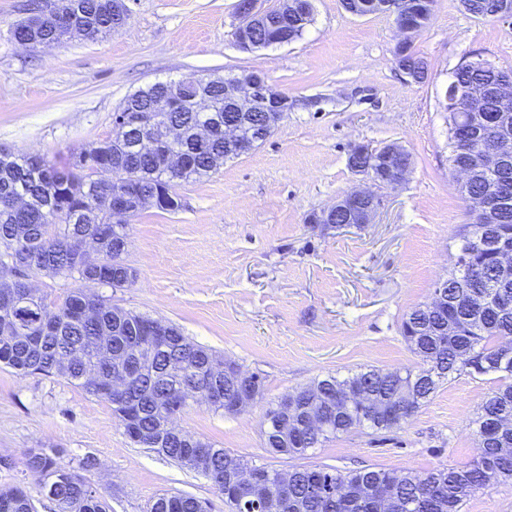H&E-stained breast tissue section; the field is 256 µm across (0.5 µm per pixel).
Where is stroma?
<instances>
[{
    "label": "stroma",
    "mask_w": 512,
    "mask_h": 512,
    "mask_svg": "<svg viewBox=\"0 0 512 512\" xmlns=\"http://www.w3.org/2000/svg\"><path fill=\"white\" fill-rule=\"evenodd\" d=\"M31 2L0 0V148L65 162L111 133L124 99L156 81L256 71L292 102L264 143L180 186L177 211L148 206L130 217L125 258L138 280L99 290L262 378V403L234 416L196 404L177 415L178 426L284 471L298 463L425 472L472 462L470 422L494 385L489 376L444 383L401 428L349 433L295 460L266 451L261 421L267 403L317 377L414 364L403 317L430 301L473 220L448 164L443 95L465 61L512 69V21L436 0L428 25L404 36L392 14L358 17L341 0H313L300 39L251 53L235 41L237 0H127L124 28L33 51L10 35ZM402 39L428 63L423 82L397 66ZM392 142L408 150L411 168L400 185L379 189L374 223H309L364 186L348 165L354 145ZM34 448L56 449L75 467L94 459L84 477L110 512H149L164 493L227 512L207 478L132 443L111 406L81 386L0 366V488L22 485L38 512H54L24 466Z\"/></svg>",
    "instance_id": "stroma-1"
}]
</instances>
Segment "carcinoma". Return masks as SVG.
Instances as JSON below:
<instances>
[{"mask_svg": "<svg viewBox=\"0 0 512 512\" xmlns=\"http://www.w3.org/2000/svg\"><path fill=\"white\" fill-rule=\"evenodd\" d=\"M411 19L423 28L429 22L435 0H408ZM502 0H471L469 13L483 17L497 11ZM112 0H77V21L89 29V37L112 33ZM311 22L308 14L288 16V26L277 30L264 27L256 32L259 40L280 34L289 41L299 39ZM400 63L414 72L413 81L420 82L428 72L426 61L411 47H405ZM498 67L480 62L477 67H458L453 81L460 85L489 84ZM216 111L197 112L191 95L182 96L180 105L165 113L167 120L182 127L184 140L179 149L187 156L185 164L173 167L166 154L171 147L162 145L150 154L131 153L122 146L134 134V128L112 121V136L82 150L72 161L57 165L36 155L13 152L0 155V292L15 287L10 274L20 276L45 273L80 284L55 300L40 296L31 298V312L50 315L58 332L46 337L38 348L29 346L18 333L16 322L0 317V364L19 374L60 376L86 388L112 407L126 436L138 443L143 434L159 439L168 419L191 405L178 398V389L193 383L203 389L219 386L224 400L212 401L209 407L235 414L230 408L237 383L210 372L213 353L189 341L174 326L170 327L171 343L149 346L140 336V324L146 316L106 302L87 287L89 273L76 261L79 233L91 232L100 241L102 264L95 269L99 284L112 286V277L126 273L127 287L137 281V271L125 259L126 250L115 243L128 240L127 223L112 219V194L135 187L137 194L150 197L161 192L166 201L158 206L164 211L179 208L178 187L217 171L232 158L224 145V118L234 113L224 101V86L209 89ZM155 89L146 85L129 95L119 110L147 112ZM486 126L502 117L512 121V98H489L481 108ZM200 124L213 127L211 140L197 145L193 140ZM21 193L35 198L39 204L29 209H14L10 197ZM493 224L497 233L512 237V206L499 211L494 219H476L468 225L458 245L456 266L448 279V294L455 300L451 314L412 308L405 316L401 334L416 358L415 366L403 369L369 368L344 377L328 374L295 388L266 408L263 418L272 424L261 429L264 447L275 454L295 458L311 448L343 434L358 431L378 432L401 427L426 403L440 385L461 375L471 377L497 375L499 384L488 393L472 421V435L479 447L476 461L466 466L440 465L427 472L412 469L400 471L372 467L336 470L328 466H300L288 470V480L280 479L282 471L267 466L249 465L240 457L227 454L216 444L197 439L210 449L208 467L200 470L206 478L222 474L230 467L250 468L264 481L288 489L286 512H462L468 499L489 489L484 465L491 461L495 480L512 481V426L505 433L493 432L501 418L512 421V344L502 342L512 337V303L504 305L495 297L484 306H469L465 293L492 294L497 291L499 276L491 257L482 252L476 240ZM100 305L97 319L79 318L77 311L85 304ZM138 353L141 372L131 378L125 396L116 400L99 393V387L112 378V356ZM97 373L99 384L86 378ZM356 389L366 392V399L352 407H344L342 394ZM296 406V424L284 430L279 425L282 407ZM319 413L325 427L309 433L305 417L309 411ZM190 445L173 438L167 447L154 452L183 466H190ZM29 471L54 476L52 486L40 487V494L53 495L56 512H109L105 498L86 483L72 466L59 460L52 448H34L25 460ZM263 488L241 499L226 498L229 512H262ZM389 496L386 509L379 508L377 495ZM193 496H185L178 504L158 496L150 512H195Z\"/></svg>", "mask_w": 512, "mask_h": 512, "instance_id": "carcinoma-1", "label": "carcinoma"}]
</instances>
